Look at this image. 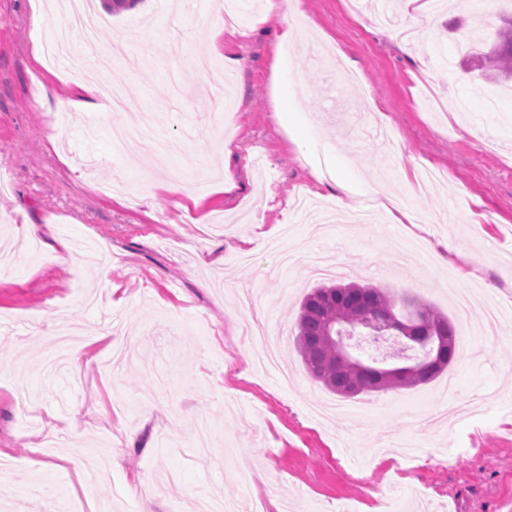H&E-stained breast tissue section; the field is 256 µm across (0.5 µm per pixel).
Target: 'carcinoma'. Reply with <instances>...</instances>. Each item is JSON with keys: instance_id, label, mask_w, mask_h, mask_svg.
<instances>
[{"instance_id": "obj_1", "label": "carcinoma", "mask_w": 512, "mask_h": 512, "mask_svg": "<svg viewBox=\"0 0 512 512\" xmlns=\"http://www.w3.org/2000/svg\"><path fill=\"white\" fill-rule=\"evenodd\" d=\"M496 41L480 56L488 71L485 79L498 83L512 81V14L500 17ZM409 305L421 315V322L449 339L448 355L438 365L420 360V377L387 375L366 381L351 365L340 363L334 336L336 325L355 327L364 317H380L395 307ZM461 340L448 318L425 301L408 294L390 293L372 285L350 283L320 286L312 290L301 303L296 319L294 348L307 373L327 390L340 397L415 387L436 378L458 357Z\"/></svg>"}]
</instances>
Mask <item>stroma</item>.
Segmentation results:
<instances>
[{"mask_svg":"<svg viewBox=\"0 0 512 512\" xmlns=\"http://www.w3.org/2000/svg\"><path fill=\"white\" fill-rule=\"evenodd\" d=\"M242 2L252 31L213 60L245 61L228 95L194 64L220 0L109 15L102 44L139 33L137 66L112 70L126 112L155 117L127 154L111 136L126 112L100 98L57 109L73 93L69 57L35 62L30 0H0V237L17 245L0 271V512H198L204 498L237 512H383L381 498L384 512H512V323L481 336L485 302L512 308V89L464 62L454 27L482 26L491 44L512 0H392L385 28L349 0H300L291 50L265 0ZM333 51L365 93L337 92ZM285 61L298 80L284 92ZM284 101L311 129L307 148ZM421 164L443 179L402 180ZM228 177L236 190L217 192ZM379 180L422 222L390 223L364 194ZM316 256L333 281L447 315L458 360L412 388L327 391L292 341L300 300L324 281ZM464 265L477 274L461 315L446 282ZM62 322L80 327L90 366L46 370L29 337ZM51 423L58 447L28 448ZM68 456L91 481L61 469Z\"/></svg>","mask_w":512,"mask_h":512,"instance_id":"obj_1","label":"stroma"}]
</instances>
